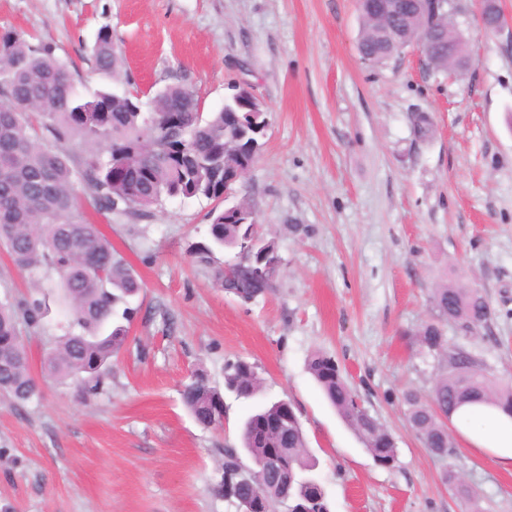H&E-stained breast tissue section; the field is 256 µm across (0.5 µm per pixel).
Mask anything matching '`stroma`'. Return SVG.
I'll use <instances>...</instances> for the list:
<instances>
[{"label":"stroma","mask_w":512,"mask_h":512,"mask_svg":"<svg viewBox=\"0 0 512 512\" xmlns=\"http://www.w3.org/2000/svg\"><path fill=\"white\" fill-rule=\"evenodd\" d=\"M499 4L505 24L492 32L477 0H462L456 26L471 65L449 76L414 44L365 63L357 0H0V29L52 44L91 89L104 25L145 96L179 82L211 112L229 83L253 84L269 125L240 193L281 258L272 286L246 305L193 255L210 242L215 201L173 198L139 219L88 210L144 290L102 394L86 400L43 368L66 325L49 275L32 292L0 249V302H45L40 328L22 331L39 393L24 405L0 396V512H234L215 491L218 466L239 447L251 403L225 394L223 426L205 428L181 389L198 372L223 386L236 356L257 365L267 398L294 408L331 512H512V471L458 447L474 492L463 501L408 428L403 401L433 384L435 363L411 335L449 279L480 288L492 310L466 347L512 374V0ZM417 112L431 117L424 140ZM317 350L394 436V468L325 400L307 369Z\"/></svg>","instance_id":"1"}]
</instances>
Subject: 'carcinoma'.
<instances>
[{
    "label": "carcinoma",
    "mask_w": 512,
    "mask_h": 512,
    "mask_svg": "<svg viewBox=\"0 0 512 512\" xmlns=\"http://www.w3.org/2000/svg\"><path fill=\"white\" fill-rule=\"evenodd\" d=\"M359 0L363 30L361 59L382 65L430 36L424 48L435 71L455 72L465 62L448 54L460 39L448 26V0H406L399 30ZM92 57L96 73L106 81L122 80L121 63L108 27L99 29ZM265 111L250 90L237 84L224 107L201 114V103L189 88L168 85L143 111L141 99L129 91L99 89L85 95L71 66L55 48L33 43L20 31L0 33V245L13 266L23 272L58 275L59 299L69 322L45 358V369L57 380L75 378L87 395L102 388L112 357L124 347L138 308L134 299L143 284L131 265L112 248L98 225L90 223L77 202L74 182L101 213L143 216L165 197L219 199L224 175L254 161L262 134L252 125L241 130L224 121L226 112L246 107ZM172 114L176 127L161 118ZM84 147L77 156L72 141ZM121 167L123 175L114 176ZM249 232L247 224L224 223L213 213L211 245L198 248L201 263L213 261L214 250L230 249ZM220 287L242 303L254 302L267 287L239 272L219 269ZM434 317L412 334L417 354L436 361L438 377L429 393L404 394L407 422L426 448L444 465L445 480L460 498L471 500L452 460L456 448L442 417L452 418L464 404L488 403L512 412V376H497L472 350L448 339L445 327L473 334L492 312L483 292L457 281H445L430 297ZM43 302L36 297L0 304V393L14 403L30 401L38 391L19 324L40 326ZM308 369L329 404L361 440L375 462L391 468L397 462L393 435L359 402L336 359L315 352ZM264 379L245 359L224 364V389L254 401L242 424V447L224 449L217 491L234 502L262 495L259 512H329L327 495L314 484L316 459L308 449L302 424L289 403L261 398ZM182 401L199 418L223 397L203 374L183 385ZM280 449L288 469L275 479L261 465L269 449Z\"/></svg>",
    "instance_id": "carcinoma-1"
}]
</instances>
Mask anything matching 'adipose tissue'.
Returning a JSON list of instances; mask_svg holds the SVG:
<instances>
[{"label":"adipose tissue","mask_w":512,"mask_h":512,"mask_svg":"<svg viewBox=\"0 0 512 512\" xmlns=\"http://www.w3.org/2000/svg\"><path fill=\"white\" fill-rule=\"evenodd\" d=\"M466 447L512 469V414L486 403L466 405L453 416Z\"/></svg>","instance_id":"1"}]
</instances>
